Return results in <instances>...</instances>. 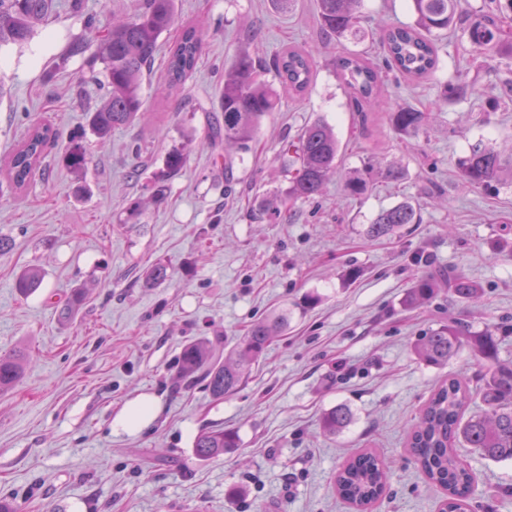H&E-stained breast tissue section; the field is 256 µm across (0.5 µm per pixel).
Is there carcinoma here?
Here are the masks:
<instances>
[{
    "mask_svg": "<svg viewBox=\"0 0 512 512\" xmlns=\"http://www.w3.org/2000/svg\"><path fill=\"white\" fill-rule=\"evenodd\" d=\"M321 31L338 40L366 37L362 25V0H316ZM413 22L381 30L379 40L384 59L379 64L367 55L343 50L336 59V70L349 91L353 110L376 111L381 106V91L389 74L394 78L422 79L439 67L435 36L448 29L456 18L458 0H410ZM56 0H0V48H22L30 43L36 25L54 14ZM175 0H135L131 16L112 23L97 43L92 63L103 65L107 95L88 115L92 132L104 140L112 131L132 124L144 111L141 80L158 53L162 35L170 29ZM477 18L464 28L469 43L481 54L506 52L512 56V37L500 26L495 9L483 3ZM202 38L193 26L184 27L168 46L166 81L172 90L181 88L196 71ZM315 51L290 46L276 55L267 69L274 72L282 89L304 94L313 81ZM259 60L244 48L231 65L224 67L220 92V112L210 127V139L224 145L246 146L254 140L262 119L276 108V94L257 78ZM392 127L400 134L416 135L428 124L430 112L401 108L388 113ZM55 133L49 125L34 128L7 165V178L16 189L27 186L41 163ZM294 161L299 163L288 181L282 204L293 206L318 196L329 175L338 167L340 141L323 120L307 124L291 143ZM66 165L80 171L86 164L83 147L76 143L65 156ZM187 156L174 151L166 158V176L179 175ZM464 181L471 187L492 183L512 185V159H504L494 146L478 143L460 160ZM421 216L408 202L381 211L368 225L367 236L379 239L393 234L405 224H418ZM448 290L460 301H476L480 288L463 273H448ZM39 271L28 269L16 278V290L26 296L41 287ZM439 275L427 274L415 281L407 303L415 306L432 297ZM278 322L253 324L242 342L223 361L204 341L187 345L179 357L180 373L198 378L216 399L232 394L246 378V370L277 331ZM462 343V331L454 324L442 325L415 346L424 362L448 364ZM26 355L19 351L0 356V391L9 389L23 373ZM478 396L484 410L465 416L471 396ZM351 421L345 406L331 409L322 420L329 434L343 431ZM462 443L494 462L512 463V365L493 364L471 388L461 379L448 378L422 408L409 437V450L427 479L445 489L448 496L440 512H467L474 476L456 453ZM236 447L233 433L222 428H205L195 437L194 453L201 460L219 457ZM388 464L373 452L352 457L338 472L335 484L340 495L364 512L384 494Z\"/></svg>",
    "mask_w": 512,
    "mask_h": 512,
    "instance_id": "carcinoma-1",
    "label": "carcinoma"
}]
</instances>
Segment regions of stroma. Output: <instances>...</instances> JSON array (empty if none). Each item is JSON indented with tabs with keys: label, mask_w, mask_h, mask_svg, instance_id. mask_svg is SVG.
Returning <instances> with one entry per match:
<instances>
[{
	"label": "stroma",
	"mask_w": 512,
	"mask_h": 512,
	"mask_svg": "<svg viewBox=\"0 0 512 512\" xmlns=\"http://www.w3.org/2000/svg\"><path fill=\"white\" fill-rule=\"evenodd\" d=\"M69 2L59 0L27 46L0 49V165L31 127L57 132L24 191L0 179V237L10 242L0 252V356L22 348L29 357L0 393V498L16 512H356L334 480L371 449L391 464L371 512H439L445 492L407 454L408 430L444 379L485 372L474 350L485 331L498 338V361L512 362V185L471 188L459 169L479 141L512 152V102L491 105L512 81V57L476 55L455 27L438 37L433 78L388 81L384 111L363 117L336 75L340 47L321 33L316 0L285 13L271 0H175L172 32L204 33L198 68L175 92L156 59L142 80L145 116L103 144L87 113L107 92L105 75L68 49L89 40L88 16L107 29L130 0H85L79 12ZM364 12L360 47L377 57V25L411 20L405 0H364ZM289 43L319 50L307 93L289 96L260 70L279 92L276 110L248 148L210 144L225 66L241 48L265 61ZM457 76L468 96L444 99ZM401 108L434 118L407 137L386 118ZM319 117L341 143L338 171L314 200L277 211L288 185L283 148ZM76 139L87 155L80 176L64 161ZM175 148L186 166L154 201ZM366 166L365 191L349 195L347 180ZM391 166L400 181L386 180ZM400 202L420 223L369 240L368 224ZM157 263L168 270L159 282L148 274ZM32 266L43 284L20 295L15 279ZM438 268L469 276L481 303L454 301L443 285L408 306L409 288ZM76 288L84 302L61 318L57 305ZM451 319L465 331L457 355L444 366L422 361L416 343ZM260 321L280 327L235 393L218 400L180 377L188 343L208 341L224 356ZM142 399L153 404L144 426L120 428ZM339 404L353 421L327 434L322 418ZM215 426L237 446L199 460L194 438ZM456 452L475 478L471 512H512V463Z\"/></svg>",
	"instance_id": "stroma-1"
}]
</instances>
